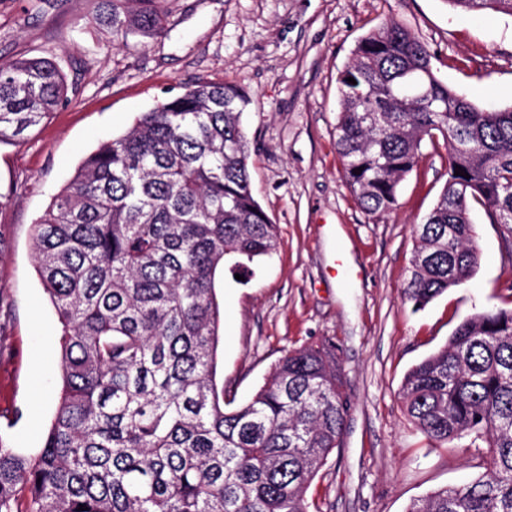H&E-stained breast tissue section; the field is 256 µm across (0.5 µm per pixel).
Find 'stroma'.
<instances>
[{
  "label": "stroma",
  "instance_id": "1",
  "mask_svg": "<svg viewBox=\"0 0 512 512\" xmlns=\"http://www.w3.org/2000/svg\"><path fill=\"white\" fill-rule=\"evenodd\" d=\"M98 3L45 0L33 12L29 0H0V61L50 59L76 89L27 141L0 144V439L36 453L59 394V325L35 272V220L101 142L159 101L223 79L252 97L251 190L279 228L275 252L244 279L225 273L218 290L225 401H248L288 352L330 343L350 408L340 448L308 490L310 512H405L477 477V451L429 447L399 392L465 317L512 308V234L473 206L474 275L413 310L403 290L415 228L445 186L448 152L423 141L394 210L366 213L334 142L336 77L393 20L427 44L448 86L481 108L512 106V16L445 0H164L163 33L119 44L96 25Z\"/></svg>",
  "mask_w": 512,
  "mask_h": 512
}]
</instances>
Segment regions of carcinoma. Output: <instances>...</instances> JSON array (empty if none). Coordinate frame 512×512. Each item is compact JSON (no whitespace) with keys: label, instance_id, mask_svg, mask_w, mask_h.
Listing matches in <instances>:
<instances>
[{"label":"carcinoma","instance_id":"obj_1","mask_svg":"<svg viewBox=\"0 0 512 512\" xmlns=\"http://www.w3.org/2000/svg\"><path fill=\"white\" fill-rule=\"evenodd\" d=\"M161 2L101 0L96 22L123 41L151 37L167 23ZM445 2L512 15V0ZM433 59L390 23L358 42L337 79L336 148L364 211L394 209L424 139L448 149V181L417 226L404 288L416 310L474 272L471 203L512 233L502 220L512 107H477L436 76ZM74 92L49 59L1 61L0 144L24 139ZM250 103L224 81L157 103L89 153L36 219L61 390L39 453L0 441V512H309L307 490L340 447L349 407L336 348L290 352L232 410L217 383V282L225 264L247 273L278 242L250 187ZM400 397L432 447L468 438L488 449L476 479L406 512H512V309L466 317L407 372Z\"/></svg>","mask_w":512,"mask_h":512}]
</instances>
